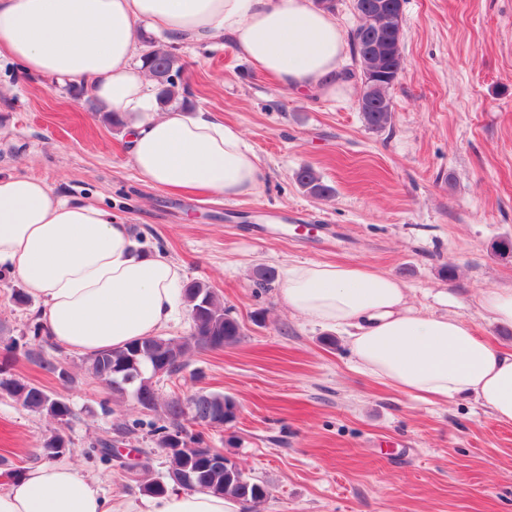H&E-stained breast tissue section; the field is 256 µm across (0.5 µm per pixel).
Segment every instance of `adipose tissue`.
<instances>
[{
  "mask_svg": "<svg viewBox=\"0 0 512 512\" xmlns=\"http://www.w3.org/2000/svg\"><path fill=\"white\" fill-rule=\"evenodd\" d=\"M170 43L228 40L292 92L335 95L347 44L335 15L311 0H0V56L76 86L128 117L130 162L169 192L237 199L256 192L260 161L241 131L206 112L161 107L137 57L135 27ZM42 302L52 339L79 353L120 348L177 324L183 270L144 254L129 224L41 179L0 176V268ZM283 303L306 322L354 327L356 367L400 393L472 399L512 425V351L456 315H420L392 276L366 264L309 262L283 271ZM231 496L169 486L158 496L107 495L66 463L33 466L0 490V512H242Z\"/></svg>",
  "mask_w": 512,
  "mask_h": 512,
  "instance_id": "ef3b65f1",
  "label": "adipose tissue"
}]
</instances>
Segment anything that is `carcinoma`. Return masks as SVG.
<instances>
[{
	"label": "carcinoma",
	"instance_id": "obj_1",
	"mask_svg": "<svg viewBox=\"0 0 512 512\" xmlns=\"http://www.w3.org/2000/svg\"><path fill=\"white\" fill-rule=\"evenodd\" d=\"M362 23L350 34V42L355 60L359 61L367 72L377 68L382 72H390L402 68V57H385L380 65L367 56L371 37L385 30L376 9H360ZM144 60L152 75L158 82L157 99L160 105L166 106L180 95L181 74L183 66L175 53L155 49L144 55ZM392 102L380 103L367 109L359 107L365 123L374 130H384L392 121ZM296 179L307 192L314 197H327L332 188L323 183L320 175L310 167L300 169ZM189 303V316L192 332L179 338H163L153 336L143 338L126 347L106 350L92 354L86 358L88 372L103 382L112 394L121 397H132L143 410L158 415V419L149 424L153 442L158 448H172L180 434L190 440L204 441L202 434L194 433L185 425L187 418L182 408L180 396L170 397L159 403V396L152 382L149 367L157 360L168 357V375L178 373L184 365L186 356L197 350L221 349L237 343L244 335L243 326L232 317L216 293L205 283L190 281L184 285ZM36 359L39 368L48 375H57L60 362L52 357L35 354L28 344L22 345L13 341L4 347L0 354V395H7L20 403L24 408L44 414L61 425H66L74 416L69 401L61 395L50 393L42 386L10 374V367L18 356ZM137 361L142 375H137L131 383L124 382L120 369L131 361ZM236 400L224 394L205 391L196 393L193 416L202 420H233V409ZM142 422L134 420L117 424L112 427V434L100 437L91 444V455L104 462L112 461V448L121 440L135 434ZM71 451V441L62 433L57 432L44 439L40 455L54 459ZM167 463L166 480L147 479L140 485V490L147 495L163 493L171 483L180 485L187 490H205L213 494L235 496L246 504V512H259V505L264 503L269 491L267 486L245 473L242 468H226L221 464L212 463L202 456L193 459L178 452L165 455Z\"/></svg>",
	"mask_w": 512,
	"mask_h": 512
}]
</instances>
